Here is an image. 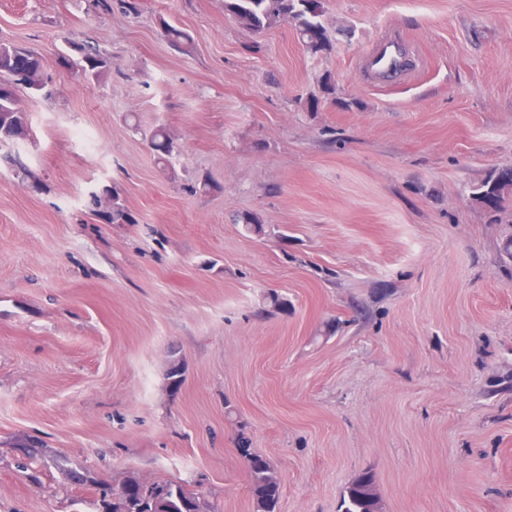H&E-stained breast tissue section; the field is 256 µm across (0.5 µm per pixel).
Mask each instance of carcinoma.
Listing matches in <instances>:
<instances>
[{
  "instance_id": "carcinoma-1",
  "label": "carcinoma",
  "mask_w": 512,
  "mask_h": 512,
  "mask_svg": "<svg viewBox=\"0 0 512 512\" xmlns=\"http://www.w3.org/2000/svg\"><path fill=\"white\" fill-rule=\"evenodd\" d=\"M224 12L240 25L252 31H263L281 23L294 27L306 49L312 54H329L336 45L324 24V0H224ZM166 40L178 49H184L189 36L180 28L164 26ZM78 65L86 72L100 75L110 68L111 62L96 47H76ZM19 71L10 89L0 88V144L24 139L29 135V119L17 106L16 87L22 85L33 93L46 87L42 57L29 49L0 43V81L10 79ZM331 101L350 108L353 101L336 97V84L331 75H325L318 86V93L310 96L308 109L318 111L320 101ZM152 149L159 160L172 155L175 146L165 131L156 129L150 136ZM475 201L488 212L499 214L512 197V177H506L501 169H492L472 193ZM105 218L114 224H132L134 219L119 203L118 195H112V207ZM238 451L249 470V491L254 512H277L282 494V482L271 462L250 448L245 437L239 442ZM204 505L197 493L175 481L147 482L128 476L100 489L97 512H203ZM340 508L342 512H381L380 496L375 475L363 472L347 486Z\"/></svg>"
}]
</instances>
